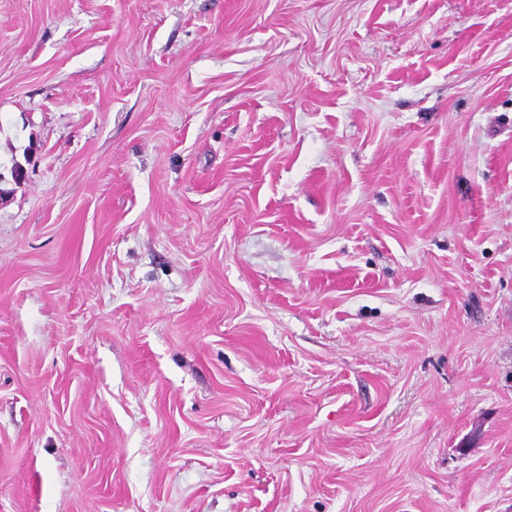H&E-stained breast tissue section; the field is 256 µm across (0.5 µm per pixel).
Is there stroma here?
I'll return each instance as SVG.
<instances>
[{"label":"stroma","mask_w":512,"mask_h":512,"mask_svg":"<svg viewBox=\"0 0 512 512\" xmlns=\"http://www.w3.org/2000/svg\"><path fill=\"white\" fill-rule=\"evenodd\" d=\"M0 512H512V0H0Z\"/></svg>","instance_id":"1"}]
</instances>
